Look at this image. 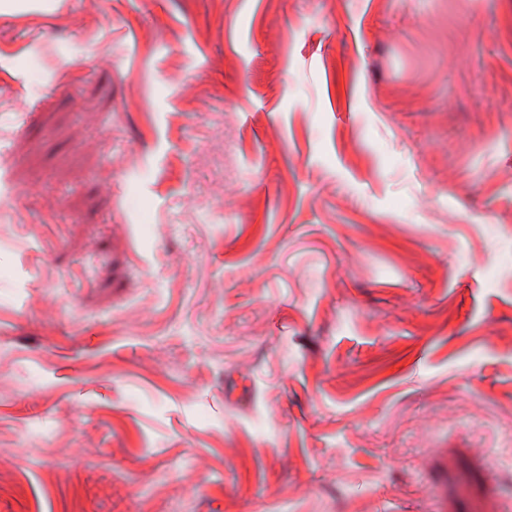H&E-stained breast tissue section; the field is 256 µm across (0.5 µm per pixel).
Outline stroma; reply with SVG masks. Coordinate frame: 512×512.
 <instances>
[{"label": "stroma", "mask_w": 512, "mask_h": 512, "mask_svg": "<svg viewBox=\"0 0 512 512\" xmlns=\"http://www.w3.org/2000/svg\"><path fill=\"white\" fill-rule=\"evenodd\" d=\"M0 512H512V0H0Z\"/></svg>", "instance_id": "1"}]
</instances>
